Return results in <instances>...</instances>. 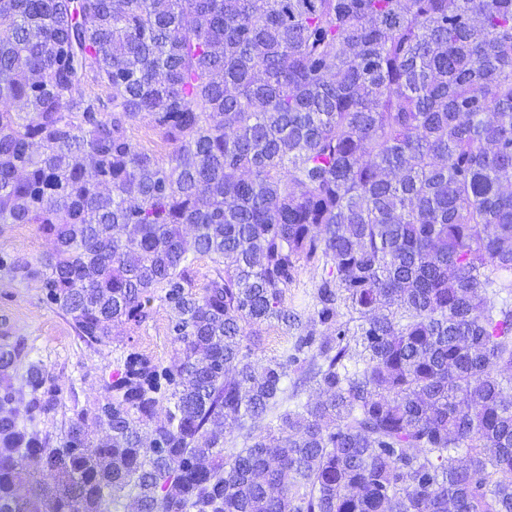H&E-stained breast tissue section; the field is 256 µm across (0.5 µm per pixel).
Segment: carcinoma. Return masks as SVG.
I'll use <instances>...</instances> for the list:
<instances>
[{
  "label": "carcinoma",
  "mask_w": 512,
  "mask_h": 512,
  "mask_svg": "<svg viewBox=\"0 0 512 512\" xmlns=\"http://www.w3.org/2000/svg\"><path fill=\"white\" fill-rule=\"evenodd\" d=\"M0 219L85 345L154 301L178 345L52 435L0 343V512H512V0H0ZM130 136L140 147L155 152L163 162L167 160L171 146L164 142L161 135L153 130L146 120L135 123L130 129ZM51 250L50 241L36 224H1L0 256L36 265ZM317 265L318 262H300L294 281L289 285L286 294L289 308L305 310L309 314L314 312L312 296L322 273V268L316 267ZM262 343L259 349H254L258 358L263 360L271 358H280L288 349L291 352L296 335L293 331L288 332V336L284 335L277 327L262 326Z\"/></svg>",
  "instance_id": "cac0c4a2"
}]
</instances>
